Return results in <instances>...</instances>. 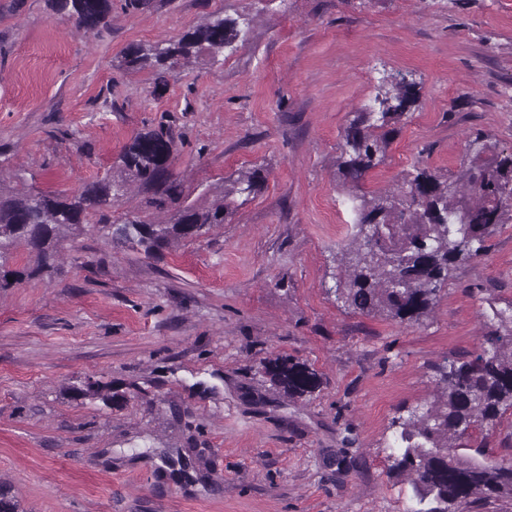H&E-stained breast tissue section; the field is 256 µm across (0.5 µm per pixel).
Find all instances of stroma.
Returning <instances> with one entry per match:
<instances>
[{
    "instance_id": "obj_1",
    "label": "stroma",
    "mask_w": 512,
    "mask_h": 512,
    "mask_svg": "<svg viewBox=\"0 0 512 512\" xmlns=\"http://www.w3.org/2000/svg\"><path fill=\"white\" fill-rule=\"evenodd\" d=\"M217 16L251 21L234 51L162 76L125 66L129 47ZM386 74L420 99L354 185L336 160ZM154 129L174 141L186 202L256 169L266 183L199 240L148 256L88 229L62 241L51 275L0 292V484L18 512H415L394 421L512 305V222L428 316L400 323L336 298L349 198L417 167L456 178L479 133L512 150V0H112L100 31L54 0H0L6 186L120 176L123 147ZM278 357L319 388L280 396L262 375ZM93 383L111 403L82 397ZM467 442L512 459V410ZM182 458L188 485L164 471Z\"/></svg>"
}]
</instances>
